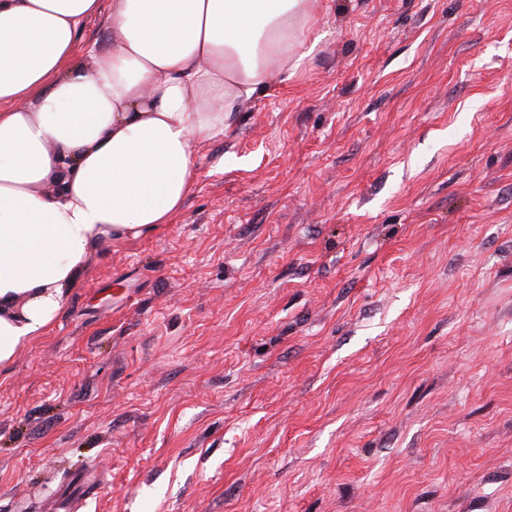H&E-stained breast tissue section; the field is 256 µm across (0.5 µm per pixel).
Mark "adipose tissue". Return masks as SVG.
<instances>
[{
	"label": "adipose tissue",
	"mask_w": 512,
	"mask_h": 512,
	"mask_svg": "<svg viewBox=\"0 0 512 512\" xmlns=\"http://www.w3.org/2000/svg\"><path fill=\"white\" fill-rule=\"evenodd\" d=\"M315 0H0V366L44 336L92 248L171 223L198 144L322 38ZM55 191H48L49 183ZM112 12V0H103L102 14L89 21L79 32L75 44V58L78 62H85L86 50L93 46L98 51H107L113 48L114 34L107 16Z\"/></svg>",
	"instance_id": "1"
}]
</instances>
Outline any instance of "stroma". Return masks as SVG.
Returning <instances> with one entry per match:
<instances>
[{"mask_svg": "<svg viewBox=\"0 0 512 512\" xmlns=\"http://www.w3.org/2000/svg\"><path fill=\"white\" fill-rule=\"evenodd\" d=\"M317 9L0 367V512H512V0Z\"/></svg>", "mask_w": 512, "mask_h": 512, "instance_id": "1", "label": "stroma"}]
</instances>
